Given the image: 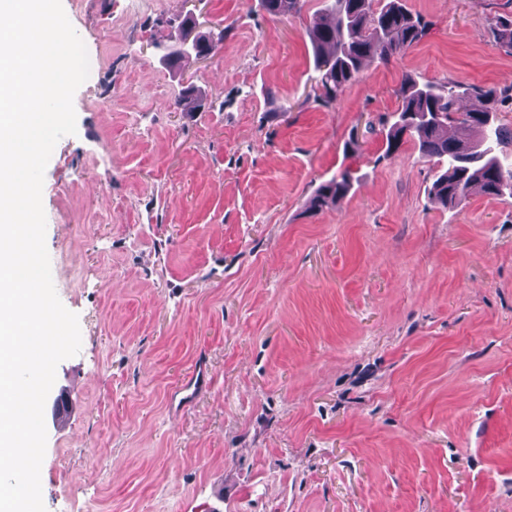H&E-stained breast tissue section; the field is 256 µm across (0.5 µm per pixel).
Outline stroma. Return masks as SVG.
Here are the masks:
<instances>
[{
	"mask_svg": "<svg viewBox=\"0 0 512 512\" xmlns=\"http://www.w3.org/2000/svg\"><path fill=\"white\" fill-rule=\"evenodd\" d=\"M61 2L98 66L42 190L82 338L45 403L46 512H512V198L443 208L436 159L371 129L406 74L512 85L505 0H405L427 37L329 107L318 0ZM191 11L224 48L171 64ZM189 83L202 107L173 108ZM487 29L494 45L512 55V14H494L487 17ZM352 185L351 172L345 168L329 179L323 181L308 200V210L323 211L324 208L336 205L349 191Z\"/></svg>",
	"mask_w": 512,
	"mask_h": 512,
	"instance_id": "stroma-1",
	"label": "stroma"
}]
</instances>
